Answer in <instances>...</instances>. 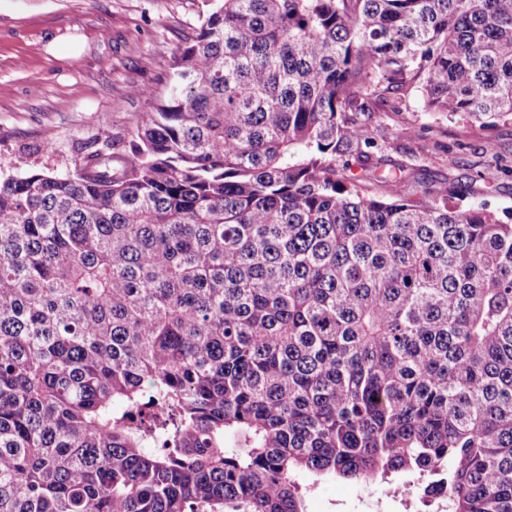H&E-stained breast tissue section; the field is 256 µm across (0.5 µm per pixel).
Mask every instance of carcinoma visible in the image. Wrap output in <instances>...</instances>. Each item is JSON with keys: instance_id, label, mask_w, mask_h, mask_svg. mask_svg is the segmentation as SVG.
Listing matches in <instances>:
<instances>
[{"instance_id": "1", "label": "carcinoma", "mask_w": 512, "mask_h": 512, "mask_svg": "<svg viewBox=\"0 0 512 512\" xmlns=\"http://www.w3.org/2000/svg\"><path fill=\"white\" fill-rule=\"evenodd\" d=\"M181 59L130 153L0 177V512H512V224L369 119H512V0H215ZM365 502L364 512H377L379 503L381 512H422L426 509L416 500L407 509L395 500L386 484L379 482L353 484L345 481L325 482L309 495V512H362L361 499ZM379 501V503L377 502Z\"/></svg>"}]
</instances>
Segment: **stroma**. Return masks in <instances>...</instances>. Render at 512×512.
<instances>
[{"instance_id":"35a3bbf8","label":"stroma","mask_w":512,"mask_h":512,"mask_svg":"<svg viewBox=\"0 0 512 512\" xmlns=\"http://www.w3.org/2000/svg\"><path fill=\"white\" fill-rule=\"evenodd\" d=\"M210 0H0V177L18 169L64 176L90 146L120 155L147 112L164 101L182 49ZM145 95H137V88ZM378 157L403 166L411 185L467 190V202L512 218V120L489 129L425 108L419 81L373 106ZM405 507L374 482H325L309 512Z\"/></svg>"}]
</instances>
